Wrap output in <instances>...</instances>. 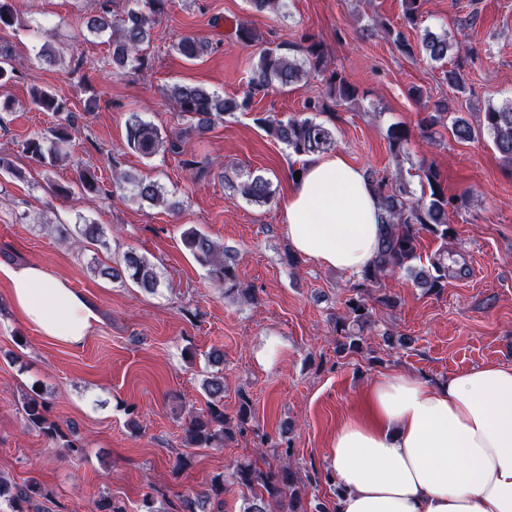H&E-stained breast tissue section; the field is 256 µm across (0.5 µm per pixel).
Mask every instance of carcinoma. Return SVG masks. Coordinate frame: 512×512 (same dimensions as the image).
<instances>
[{
  "mask_svg": "<svg viewBox=\"0 0 512 512\" xmlns=\"http://www.w3.org/2000/svg\"><path fill=\"white\" fill-rule=\"evenodd\" d=\"M14 0H0V30L14 26L16 21L12 7ZM103 0L102 14L88 20L87 26L95 32L112 29V64L116 72L129 65H143L145 58L142 46L149 43L156 16L162 14L169 0H131V5L119 19L118 26L112 27L108 19L109 9ZM424 0H403V26L414 28L421 17ZM462 51V43H451L448 33H436L428 29L420 37L419 50L430 61L445 65L452 48ZM176 51L188 60H196L207 54V41L185 38L175 46ZM325 53L322 44L307 34L302 35L300 45L286 43L259 51L252 66L250 85L254 91L266 90L273 85L286 88L306 79L311 74L323 71ZM329 84L336 98L354 101L357 88L341 75H330ZM170 96L179 111L189 116L192 123L175 136H162L152 123L143 120L137 113L130 114L125 124L127 147L145 158L163 150L181 155L185 139L193 133L208 130L213 122L234 112L249 110L252 96L242 99L224 98L204 86L196 84L177 85ZM33 108L41 112L62 113L68 111L67 103L48 90L35 91L30 100ZM482 120L475 127L461 116L451 117L448 130L459 141H470L477 133L484 131L492 138L499 154L512 163V100L505 99L499 104H488L480 113ZM258 122L274 140L288 146L297 156L326 153L336 143L335 131L326 123L311 117H293L286 121L260 118ZM389 149L395 158L405 155L409 140L408 131L399 126L388 129ZM71 140L65 126H54L46 133L33 137L24 143V151L40 163L53 166L67 158L60 153L59 146ZM81 189L97 194L102 191L98 176L88 168L77 167ZM421 187L428 194L411 199L408 182L402 174V167L385 176H370L379 199L378 215L379 242L373 262L367 266L352 284V294L345 302L346 313L336 320V335L340 337L337 352L357 353L363 349L364 333L372 328L378 308H393L397 298L381 292V280L390 273L405 271L413 278L416 287L426 294H436L448 284V251L433 258L427 266H416L418 245L422 235L429 234L443 242L453 236L449 224V212L466 201L467 194L448 195L442 188V175L432 163L422 161L417 167ZM227 183L248 201L266 205L273 200L271 182L261 174L251 173L245 179ZM132 186L133 198L148 202H165L163 187L156 181L135 177L130 173H117L112 178V188L123 190ZM57 231L65 240L77 245L107 246L105 230L99 224L85 221L69 228L67 224L57 225ZM184 248L202 266L208 268L213 281L224 286V292H238L251 297V289L241 285L235 268L234 256L224 252L215 241L200 231L189 228L181 234ZM93 272L113 281L127 279L145 291H152L158 285V275L146 257L134 252L124 253L116 265H104ZM208 397L207 410L203 414H191L184 426L185 439L193 448H222L234 440L236 432L243 431L253 418V409L248 397L240 399L236 413V424L224 414V381L213 376L203 382ZM25 418L30 427L39 430L53 444L71 453H80L76 440L70 438L55 422L47 417V409L38 395H25L23 401ZM274 456L285 463L274 470H263L250 461L234 465L232 484L248 492L247 507L243 512H271L269 504L276 502L282 512H303L300 495V480L286 460L290 448L273 446ZM228 492L224 479L218 477L211 482L209 493L203 498L182 500L179 512H196L205 507L210 499L217 500V512H224V494ZM45 496L41 485L33 480L23 484L12 483L0 477V502L9 505L11 512H41L39 498Z\"/></svg>",
  "mask_w": 512,
  "mask_h": 512,
  "instance_id": "cac0c4a2",
  "label": "carcinoma"
}]
</instances>
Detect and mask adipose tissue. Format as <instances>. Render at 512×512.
I'll list each match as a JSON object with an SVG mask.
<instances>
[{
    "label": "adipose tissue",
    "mask_w": 512,
    "mask_h": 512,
    "mask_svg": "<svg viewBox=\"0 0 512 512\" xmlns=\"http://www.w3.org/2000/svg\"><path fill=\"white\" fill-rule=\"evenodd\" d=\"M294 251L359 274L375 257L379 203L345 153L307 156L283 203ZM24 322L78 347L95 306L44 265L9 268ZM365 410L336 430L328 457L337 512H512V366L488 363L427 382L396 371L364 389Z\"/></svg>",
    "instance_id": "obj_1"
}]
</instances>
